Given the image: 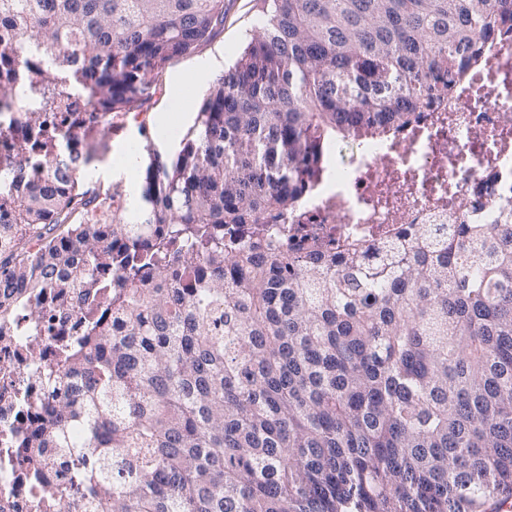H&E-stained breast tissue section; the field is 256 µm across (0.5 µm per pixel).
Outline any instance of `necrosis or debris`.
Listing matches in <instances>:
<instances>
[{"mask_svg":"<svg viewBox=\"0 0 512 512\" xmlns=\"http://www.w3.org/2000/svg\"><path fill=\"white\" fill-rule=\"evenodd\" d=\"M512 210V38L481 51L466 81L424 106L398 132L359 141L341 165L327 163L300 216L246 224L244 234L276 239L292 253L303 238L365 245L407 224H455ZM49 332L0 336V433L23 434L28 415L17 396L38 392L40 369L53 361L56 336H76L85 321L76 291L41 298ZM18 458L0 452V512H33L34 487Z\"/></svg>","mask_w":512,"mask_h":512,"instance_id":"obj_1","label":"necrosis or debris"}]
</instances>
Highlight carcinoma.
<instances>
[{
	"label": "carcinoma",
	"instance_id": "1",
	"mask_svg": "<svg viewBox=\"0 0 512 512\" xmlns=\"http://www.w3.org/2000/svg\"><path fill=\"white\" fill-rule=\"evenodd\" d=\"M149 157L76 192L112 115L224 23V0H0V324L93 315L18 441L37 512H481L512 495V211L371 249L224 244L297 212L330 138L394 130L512 32V0H260ZM123 287L112 286V273ZM78 428L83 440L72 435Z\"/></svg>",
	"mask_w": 512,
	"mask_h": 512
}]
</instances>
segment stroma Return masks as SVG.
<instances>
[{"label":"stroma","instance_id":"35a3bbf8","mask_svg":"<svg viewBox=\"0 0 512 512\" xmlns=\"http://www.w3.org/2000/svg\"><path fill=\"white\" fill-rule=\"evenodd\" d=\"M224 3L223 25L190 51L174 57L157 70L152 78L150 94L138 108L130 114L113 117L106 147L99 160L81 169L77 175L79 191L103 193L118 183L128 191H136L138 173L129 169L125 162L129 144H150L152 151L170 158L181 149L184 140L193 137V115L220 75L219 70L212 66L214 57L223 55L225 65H232L250 31L261 19L257 0H224ZM186 84L192 87L186 106L191 118L180 125L175 136L161 137L152 118L155 114L171 111L177 90Z\"/></svg>","mask_w":512,"mask_h":512}]
</instances>
